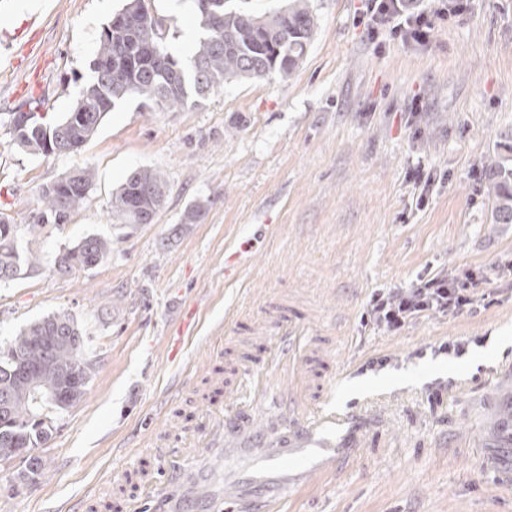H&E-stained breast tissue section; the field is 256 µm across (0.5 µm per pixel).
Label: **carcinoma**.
Instances as JSON below:
<instances>
[{
    "mask_svg": "<svg viewBox=\"0 0 512 512\" xmlns=\"http://www.w3.org/2000/svg\"><path fill=\"white\" fill-rule=\"evenodd\" d=\"M228 0H195L203 36L189 61L166 48L165 22L152 14L146 0H124L119 13L129 18L119 29L107 24L101 33L93 78L70 112L46 121L29 104L10 113L14 144L30 155L47 156V134L58 133L61 155L81 151L97 133L105 115L120 102L139 96L170 110L195 106L223 88L230 78L291 77L313 42L316 23L309 0H288V7L255 17L226 6ZM94 186L88 167L75 168L41 187V208L28 225L33 232L45 224H64L80 208ZM163 175L151 168L132 171L112 193L110 210L118 224H151L166 200ZM486 196L494 224H512V165L492 162ZM18 225L0 217V282L19 278L37 258L22 249ZM111 252L98 236L84 238L55 259L56 265L92 268ZM86 341L70 316L51 315L22 329L0 348V461L22 457L28 473L42 467L31 452L51 436L49 413L63 411L83 398L91 377Z\"/></svg>",
    "mask_w": 512,
    "mask_h": 512,
    "instance_id": "cac0c4a2",
    "label": "carcinoma"
}]
</instances>
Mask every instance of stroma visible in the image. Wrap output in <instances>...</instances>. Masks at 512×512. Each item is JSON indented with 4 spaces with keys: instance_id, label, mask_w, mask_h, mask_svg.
<instances>
[{
    "instance_id": "stroma-1",
    "label": "stroma",
    "mask_w": 512,
    "mask_h": 512,
    "mask_svg": "<svg viewBox=\"0 0 512 512\" xmlns=\"http://www.w3.org/2000/svg\"><path fill=\"white\" fill-rule=\"evenodd\" d=\"M168 50L200 38L193 0H146ZM122 0H0V214L34 269L0 283V346L52 314L73 317L93 363L84 398L53 414L44 465L0 463V512H122L144 476L176 503L226 492L267 498L245 457L214 472L156 442L199 432V416L252 378L255 431L294 392L318 394L341 444L322 477L279 512H512V224L483 190L512 146V0H469L426 44L362 23L364 0H311L314 42L290 80H228L195 107L117 105L80 153L31 156L10 133L25 102L59 118L92 76L103 27ZM75 167L94 187L69 223L29 232L39 191ZM159 171L153 223H113L110 199L135 169ZM433 175L423 188L416 173ZM197 223L183 212L196 201ZM89 236L112 242L98 266L57 271ZM473 272L476 307L397 333L363 324L374 291ZM287 318L293 358H266L260 329ZM462 355L441 353L445 342ZM444 388L443 405L428 394Z\"/></svg>"
}]
</instances>
